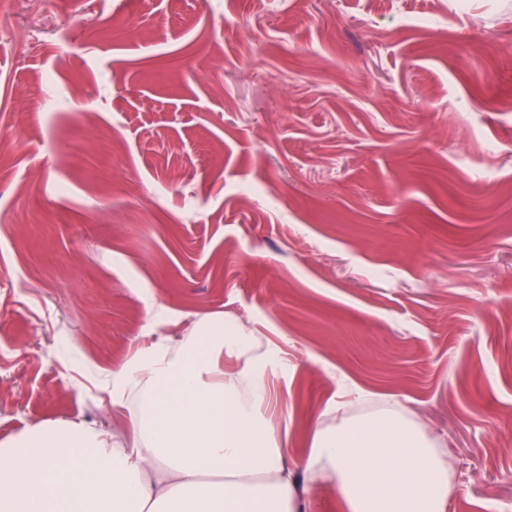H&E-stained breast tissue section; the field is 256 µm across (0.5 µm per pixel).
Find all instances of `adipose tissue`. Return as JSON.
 <instances>
[{
  "instance_id": "adipose-tissue-1",
  "label": "adipose tissue",
  "mask_w": 512,
  "mask_h": 512,
  "mask_svg": "<svg viewBox=\"0 0 512 512\" xmlns=\"http://www.w3.org/2000/svg\"><path fill=\"white\" fill-rule=\"evenodd\" d=\"M253 346L204 318L113 370V404L137 401L132 441L68 418L0 441V512H296L303 484L334 486L346 512H448L445 454L395 407L316 429L289 466L256 412L270 392Z\"/></svg>"
}]
</instances>
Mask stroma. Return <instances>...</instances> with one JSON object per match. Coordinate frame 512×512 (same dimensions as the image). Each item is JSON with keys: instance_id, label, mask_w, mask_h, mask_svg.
Wrapping results in <instances>:
<instances>
[{"instance_id": "obj_1", "label": "stroma", "mask_w": 512, "mask_h": 512, "mask_svg": "<svg viewBox=\"0 0 512 512\" xmlns=\"http://www.w3.org/2000/svg\"><path fill=\"white\" fill-rule=\"evenodd\" d=\"M512 0H0V440L132 431L205 316L271 351L288 463L399 402L448 512H512Z\"/></svg>"}]
</instances>
